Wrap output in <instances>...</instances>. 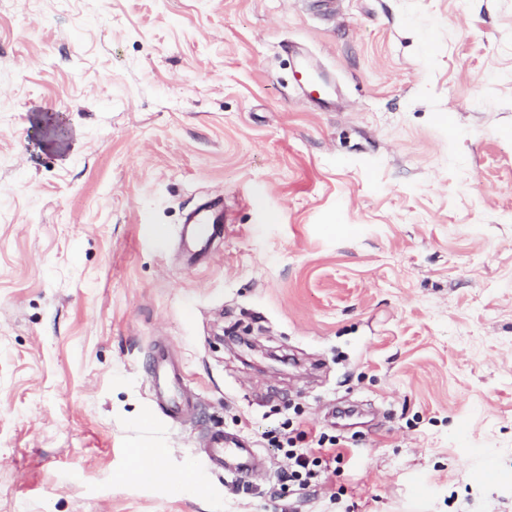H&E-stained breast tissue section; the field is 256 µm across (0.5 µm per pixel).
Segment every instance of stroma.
Segmentation results:
<instances>
[{
	"label": "stroma",
	"instance_id": "1",
	"mask_svg": "<svg viewBox=\"0 0 512 512\" xmlns=\"http://www.w3.org/2000/svg\"><path fill=\"white\" fill-rule=\"evenodd\" d=\"M335 2L0 0V512H512V0ZM223 221L224 205L215 202L208 209L193 213L186 224L182 225L181 239L185 243H192L194 247L191 261L199 262L208 258L215 242L222 238ZM154 400L157 410L166 418L179 421L185 410V402L176 396V389L181 385V368L168 352L159 350L155 353ZM298 436L310 437V445L306 448H289L288 459L292 460V469L288 471V483L299 481V484H308L312 479L318 481L320 471L311 468L318 467L324 459L336 462L343 457L341 448L325 447L326 436L312 431H300ZM316 445V446H313ZM288 484V485H289ZM209 453L213 463L224 468L225 474L235 477L248 476L255 466V451L240 438H228L215 434L209 442ZM165 448L152 446L149 448H142L139 451V456L142 458L143 463L139 466L137 474L144 482H159L163 479L162 472L156 467L155 461L165 455Z\"/></svg>",
	"mask_w": 512,
	"mask_h": 512
}]
</instances>
